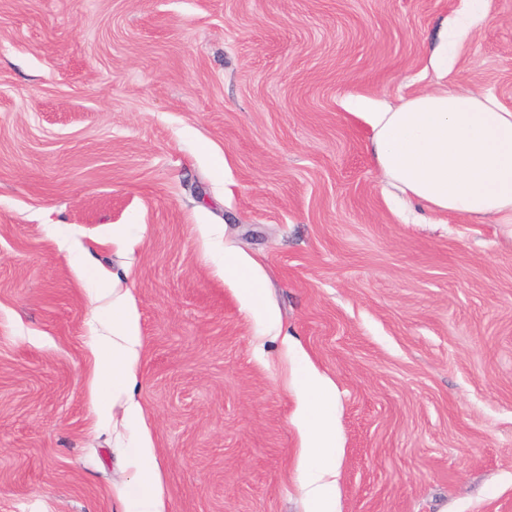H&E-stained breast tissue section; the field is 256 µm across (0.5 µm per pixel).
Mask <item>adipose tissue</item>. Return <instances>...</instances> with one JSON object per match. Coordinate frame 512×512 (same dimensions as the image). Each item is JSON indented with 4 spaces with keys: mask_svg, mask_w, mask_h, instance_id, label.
<instances>
[{
    "mask_svg": "<svg viewBox=\"0 0 512 512\" xmlns=\"http://www.w3.org/2000/svg\"><path fill=\"white\" fill-rule=\"evenodd\" d=\"M369 151L383 185L397 189L409 203L431 213L457 215L512 226V110L477 90L442 86L365 112ZM232 276L254 310L265 312L264 288L253 267L224 257ZM142 339L123 297L112 301V333L96 348L95 381L120 392L135 379ZM293 378L304 392L300 416L305 436L303 483L309 512H333L332 477L336 475V437L332 420L335 394L305 364ZM124 415L137 438L131 457L137 492L130 512H165L160 473L142 407L132 399Z\"/></svg>",
    "mask_w": 512,
    "mask_h": 512,
    "instance_id": "adipose-tissue-1",
    "label": "adipose tissue"
}]
</instances>
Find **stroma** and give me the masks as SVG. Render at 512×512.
<instances>
[{
	"label": "stroma",
	"instance_id": "obj_1",
	"mask_svg": "<svg viewBox=\"0 0 512 512\" xmlns=\"http://www.w3.org/2000/svg\"><path fill=\"white\" fill-rule=\"evenodd\" d=\"M463 8L0 0V512H125L100 283L166 512H307L292 342L336 389L337 512H512V227L406 223L350 113L448 83L512 110V0L429 65ZM224 273L237 281L241 295L247 303L274 324V316L264 304V288L253 267L232 254L224 253ZM142 339L136 319L122 296L112 301V336H102L96 348L95 381L98 386L121 392L134 380Z\"/></svg>",
	"mask_w": 512,
	"mask_h": 512
}]
</instances>
